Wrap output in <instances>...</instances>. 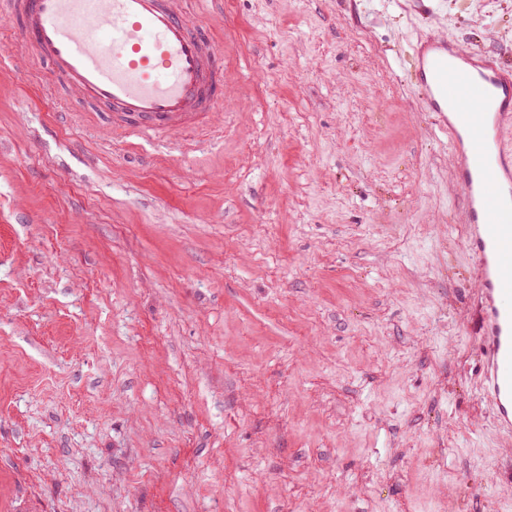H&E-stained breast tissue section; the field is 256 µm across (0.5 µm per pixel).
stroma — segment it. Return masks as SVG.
<instances>
[{
  "label": "stroma",
  "mask_w": 512,
  "mask_h": 512,
  "mask_svg": "<svg viewBox=\"0 0 512 512\" xmlns=\"http://www.w3.org/2000/svg\"><path fill=\"white\" fill-rule=\"evenodd\" d=\"M190 149L0 27V512H512L478 273L414 49L512 66V0H194Z\"/></svg>",
  "instance_id": "stroma-1"
}]
</instances>
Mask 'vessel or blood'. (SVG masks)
<instances>
[{"label":"vessel or blood","instance_id":"vessel-or-blood-1","mask_svg":"<svg viewBox=\"0 0 512 512\" xmlns=\"http://www.w3.org/2000/svg\"><path fill=\"white\" fill-rule=\"evenodd\" d=\"M15 51L112 114L125 136H179L224 99L223 51L187 0H6ZM415 82L448 134L466 246L479 275L476 330L497 427L512 431V69L447 38L416 48Z\"/></svg>","mask_w":512,"mask_h":512}]
</instances>
